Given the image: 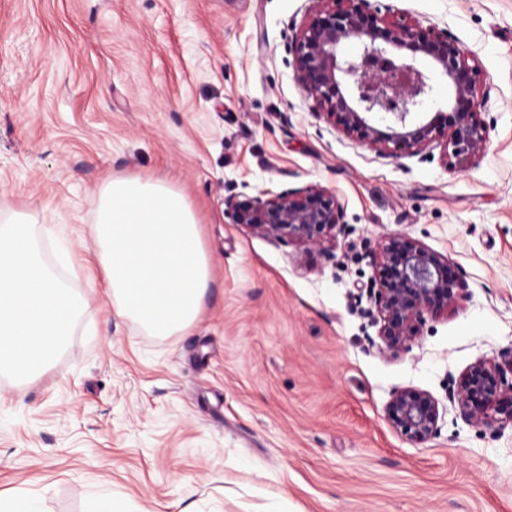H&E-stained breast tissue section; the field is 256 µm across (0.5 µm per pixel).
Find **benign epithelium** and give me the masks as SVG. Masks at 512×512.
I'll use <instances>...</instances> for the list:
<instances>
[{"instance_id":"obj_1","label":"benign epithelium","mask_w":512,"mask_h":512,"mask_svg":"<svg viewBox=\"0 0 512 512\" xmlns=\"http://www.w3.org/2000/svg\"><path fill=\"white\" fill-rule=\"evenodd\" d=\"M316 7L290 44L296 78L318 115L348 139L391 156L415 155L434 143L445 146L446 166L455 168L483 153L487 128L478 111L483 75L446 30L424 27L406 15L391 19L368 0H314ZM356 45L340 55L338 47ZM440 67L452 86L445 111L427 121L412 114L432 92L421 59ZM354 94L347 96L344 89ZM380 114L385 125L372 123ZM224 211L233 223L278 244L316 249L333 257L336 236L345 233L336 194L308 184L256 196H229ZM375 269L368 297L375 345L380 353L409 351L429 318L454 309L463 285L449 259L419 241L395 235L373 255ZM467 421L493 429L512 426V350L501 361H478L448 390ZM385 418L407 441L423 443L439 431L438 401L408 387L394 391Z\"/></svg>"}]
</instances>
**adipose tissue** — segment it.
<instances>
[{
  "mask_svg": "<svg viewBox=\"0 0 512 512\" xmlns=\"http://www.w3.org/2000/svg\"><path fill=\"white\" fill-rule=\"evenodd\" d=\"M115 312L166 338L198 321L213 281L197 212L165 177L110 176L91 226ZM84 308L48 273L23 213L0 225V371L18 379L49 360Z\"/></svg>",
  "mask_w": 512,
  "mask_h": 512,
  "instance_id": "1",
  "label": "adipose tissue"
}]
</instances>
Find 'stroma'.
I'll return each instance as SVG.
<instances>
[{
    "mask_svg": "<svg viewBox=\"0 0 512 512\" xmlns=\"http://www.w3.org/2000/svg\"><path fill=\"white\" fill-rule=\"evenodd\" d=\"M448 30L483 72V153L392 157L315 113L288 45L314 0H0V219L24 212L85 309L33 376L0 374V494L43 512H512V428L467 422L448 389L512 348V0H370ZM111 175L174 178L213 285L185 334L116 315L90 226ZM336 194V256L234 224L222 201ZM405 234L448 257L458 308L411 350L372 347L373 256ZM440 404L413 444L392 391Z\"/></svg>",
    "mask_w": 512,
    "mask_h": 512,
    "instance_id": "1",
    "label": "stroma"
}]
</instances>
